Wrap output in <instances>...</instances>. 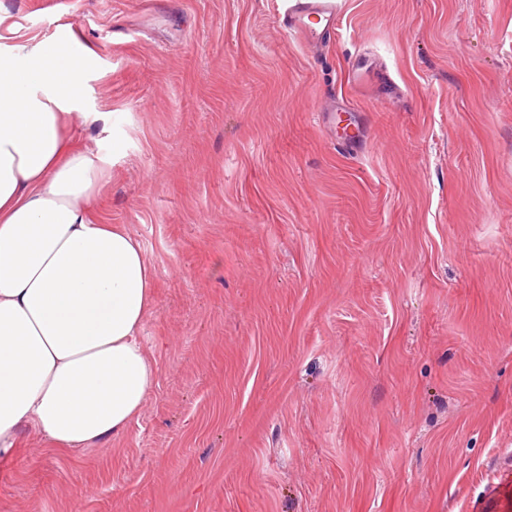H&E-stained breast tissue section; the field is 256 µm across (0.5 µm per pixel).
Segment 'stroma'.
I'll return each instance as SVG.
<instances>
[{
	"mask_svg": "<svg viewBox=\"0 0 512 512\" xmlns=\"http://www.w3.org/2000/svg\"><path fill=\"white\" fill-rule=\"evenodd\" d=\"M340 2L312 50L282 0H0L95 53L158 365L125 434L23 433L0 512H512V0Z\"/></svg>",
	"mask_w": 512,
	"mask_h": 512,
	"instance_id": "obj_1",
	"label": "stroma"
}]
</instances>
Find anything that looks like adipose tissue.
I'll use <instances>...</instances> for the list:
<instances>
[{"label":"adipose tissue","instance_id":"obj_1","mask_svg":"<svg viewBox=\"0 0 512 512\" xmlns=\"http://www.w3.org/2000/svg\"><path fill=\"white\" fill-rule=\"evenodd\" d=\"M74 37L0 48V457L22 432L71 451L119 436L158 368L142 330L153 266L91 203L110 155L73 146L93 53Z\"/></svg>","mask_w":512,"mask_h":512}]
</instances>
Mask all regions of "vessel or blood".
<instances>
[{"label":"vessel or blood","mask_w":512,"mask_h":512,"mask_svg":"<svg viewBox=\"0 0 512 512\" xmlns=\"http://www.w3.org/2000/svg\"><path fill=\"white\" fill-rule=\"evenodd\" d=\"M338 14V0H289L284 30L305 43L318 44L333 33Z\"/></svg>","instance_id":"1"}]
</instances>
